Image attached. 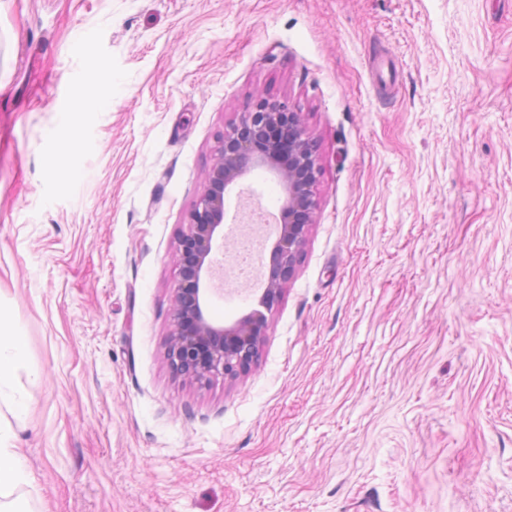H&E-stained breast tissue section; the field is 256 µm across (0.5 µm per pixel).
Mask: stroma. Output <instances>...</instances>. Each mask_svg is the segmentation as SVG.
<instances>
[{"label": "stroma", "mask_w": 512, "mask_h": 512, "mask_svg": "<svg viewBox=\"0 0 512 512\" xmlns=\"http://www.w3.org/2000/svg\"><path fill=\"white\" fill-rule=\"evenodd\" d=\"M260 98L315 222L255 366L191 384L171 255ZM0 311L44 512H512V0H0Z\"/></svg>", "instance_id": "35a3bbf8"}]
</instances>
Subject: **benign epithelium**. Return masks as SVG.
<instances>
[{
	"instance_id": "obj_1",
	"label": "benign epithelium",
	"mask_w": 512,
	"mask_h": 512,
	"mask_svg": "<svg viewBox=\"0 0 512 512\" xmlns=\"http://www.w3.org/2000/svg\"><path fill=\"white\" fill-rule=\"evenodd\" d=\"M288 118L294 136L288 142L291 166L282 164V148H258L267 126ZM273 172L284 190L282 221L267 255L264 289L259 308L224 325L210 315V281L217 255L224 254L226 197L254 169ZM317 169L313 140L299 114L284 102H258L248 108L230 132L224 134L204 189L195 203L188 230L179 238L175 262L179 282L174 289L168 358L185 380L205 385L217 377L233 378L257 359L258 346L270 310L300 262L310 224L314 223L312 188L316 175L304 181L300 169Z\"/></svg>"
}]
</instances>
